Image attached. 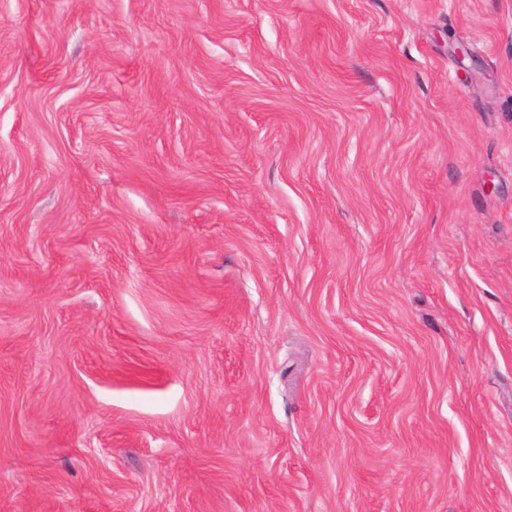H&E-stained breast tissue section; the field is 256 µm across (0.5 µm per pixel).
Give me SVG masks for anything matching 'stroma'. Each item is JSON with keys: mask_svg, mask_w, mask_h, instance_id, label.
Listing matches in <instances>:
<instances>
[{"mask_svg": "<svg viewBox=\"0 0 512 512\" xmlns=\"http://www.w3.org/2000/svg\"><path fill=\"white\" fill-rule=\"evenodd\" d=\"M0 512H512V0H0Z\"/></svg>", "mask_w": 512, "mask_h": 512, "instance_id": "35a3bbf8", "label": "stroma"}]
</instances>
